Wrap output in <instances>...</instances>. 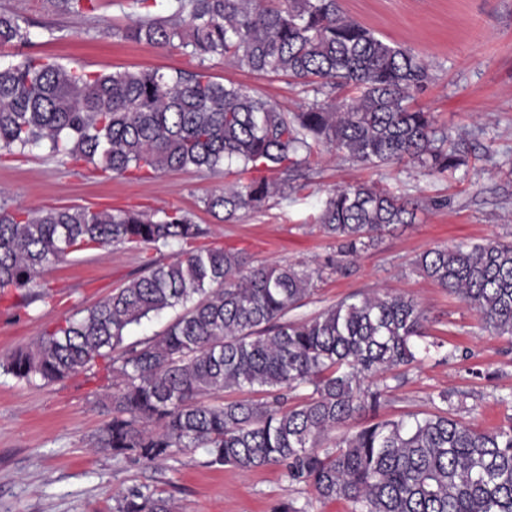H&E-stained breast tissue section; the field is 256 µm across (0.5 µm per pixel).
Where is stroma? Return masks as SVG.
<instances>
[{
    "mask_svg": "<svg viewBox=\"0 0 512 512\" xmlns=\"http://www.w3.org/2000/svg\"><path fill=\"white\" fill-rule=\"evenodd\" d=\"M344 15L385 42L424 56L431 80L413 96L438 123L466 142L468 163L445 175L413 165L366 167L323 151L300 170L302 188L274 197L266 211L222 222L206 211L207 190L224 176L192 170L129 180L90 166L71 165L37 150L0 154V197L32 208L88 206L155 211L178 208L208 231L205 244L243 252L253 263L290 264L314 274L315 293L294 311L309 318L340 299L374 289L414 297L428 317L442 354L411 370L380 409V419L430 411L442 391L468 397L457 418L476 428L512 424V338L485 330L457 297L420 276L416 259L433 248L512 241V0H338ZM0 12L31 25V54L71 68L112 74L127 70H193L176 49L110 35L135 20L133 0H99L93 15H64L51 0H0ZM213 80L235 84L288 112L314 98L287 76L261 74L214 59ZM366 182L418 203L416 221L382 233L355 264L327 267L336 241L315 217L337 187ZM170 247H106L67 257L41 271L22 294L0 297V361L27 349L58 323L82 317L148 264L170 261ZM55 300L43 305L42 292ZM112 390L106 361L90 371L47 383L26 382L0 370V512H112L115 499L149 487L175 512H272L293 501L308 512H350L346 502L316 501L310 487L289 481L283 467L252 470L213 466L194 448L158 464L117 461L93 442L111 418L103 405Z\"/></svg>",
    "mask_w": 512,
    "mask_h": 512,
    "instance_id": "35a3bbf8",
    "label": "stroma"
}]
</instances>
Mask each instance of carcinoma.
Returning <instances> with one entry per match:
<instances>
[{
    "instance_id": "carcinoma-1",
    "label": "carcinoma",
    "mask_w": 512,
    "mask_h": 512,
    "mask_svg": "<svg viewBox=\"0 0 512 512\" xmlns=\"http://www.w3.org/2000/svg\"><path fill=\"white\" fill-rule=\"evenodd\" d=\"M86 15L95 0H52ZM122 38L175 48L195 71L86 73L35 54L0 65V150L46 148L52 157L142 177L171 170L236 176L208 192L224 220L262 212L277 187L263 169L293 171L324 149L372 166L413 164L431 173L467 164L432 113L410 105L429 78L409 49L376 37L340 13L336 0H175L156 18L148 0ZM30 30L0 12V45L26 46ZM222 58L284 75L319 92L346 89L302 112L212 80ZM407 199L356 183L323 203L317 223L354 261L377 234L412 224ZM201 225L180 209L146 213L69 206L35 210L0 198V294L20 293L48 265L108 245H176V257L78 319L67 320L0 364L14 377L54 382L108 361L112 418L95 445L145 465L205 448L211 465H283L321 502L352 512H512V425L480 430L446 408L381 420L330 435L375 415L394 387L442 343L425 341L426 316L411 296L382 289L347 296L313 317L290 319L313 294V275L284 264H252L240 252L198 246ZM420 273L473 308L483 328L512 336V244L431 249ZM182 312L154 338L121 348L127 331L166 309ZM310 393L288 407L298 389ZM266 401L227 400V390ZM113 512H171L149 487L116 498Z\"/></svg>"
}]
</instances>
